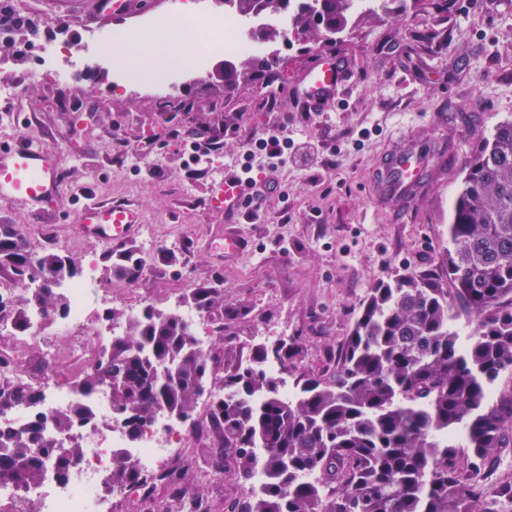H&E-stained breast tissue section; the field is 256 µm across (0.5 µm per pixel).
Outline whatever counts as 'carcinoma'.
<instances>
[{
	"instance_id": "carcinoma-1",
	"label": "carcinoma",
	"mask_w": 512,
	"mask_h": 512,
	"mask_svg": "<svg viewBox=\"0 0 512 512\" xmlns=\"http://www.w3.org/2000/svg\"><path fill=\"white\" fill-rule=\"evenodd\" d=\"M280 0H224L242 17L280 12ZM355 0H301L291 9L292 29L314 38L339 35L352 24ZM441 265L456 297L476 319L461 340L452 324L448 289L438 271L398 275L370 289L354 327L326 379L307 377L287 398L266 370L269 359L290 368L299 345H254L245 362L208 386L210 356L185 320L143 309L128 318L75 387V399L54 418L65 432L89 418L83 399L109 385L112 412L136 438L162 412L193 420L208 396L211 423L223 445L200 455L207 469L231 455L244 497L227 512H500L512 502V483L486 482L489 460L504 445L512 423V392L492 400L497 379L512 373V120L498 124L463 168ZM127 282L143 272L134 245L104 254ZM23 285L34 278L58 284L79 274L73 260L54 252L32 253L13 224H0V267ZM206 315L224 309L222 282L188 294ZM47 319L67 315L68 302L53 288H31L16 308L25 329L28 311ZM32 386L0 381V410L35 407ZM265 461L259 488L257 450ZM83 452L78 444L56 448L42 437V421L0 434V482L28 490L51 461L57 477L69 476ZM145 482L137 458L120 451L104 488Z\"/></svg>"
}]
</instances>
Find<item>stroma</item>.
<instances>
[{"mask_svg": "<svg viewBox=\"0 0 512 512\" xmlns=\"http://www.w3.org/2000/svg\"><path fill=\"white\" fill-rule=\"evenodd\" d=\"M135 3L132 17L99 10L97 0H35L28 18L56 25L74 43L90 31L116 43L133 33L157 35L174 0ZM425 30L434 40L421 41ZM266 48L277 65L259 71L251 55L237 57L244 77L228 95L205 68L178 75L170 94L103 73L34 80L39 56L0 47V62L23 85L9 119H0V147L23 137L57 152L63 163L62 181L44 210L0 201V224L15 225L32 252L54 251L81 266L95 262L107 293L91 315L98 327L107 311L130 312L133 297L163 310L191 288L222 280L224 313L203 326L216 384L246 360L261 330L271 340L300 343L289 383L330 376L369 288L437 266L466 159L500 122L512 120V0H448L444 9L436 0H419L375 17L354 16L339 43L292 33ZM326 54L345 62L347 89L313 112L295 88ZM281 129L292 154L308 158L281 167L274 185L255 186V208L233 222L247 247L225 255L219 247L224 213L207 205L208 186L238 176L250 145ZM218 132L223 146L207 169L189 164L186 137ZM401 134L444 143L437 181L403 216L372 192L376 163ZM83 186L101 201L131 205L139 224L156 225L159 235L180 234L177 263L155 262L131 284L115 276L103 260L106 244L76 226V191ZM47 329L63 352L52 371L73 384L101 345L90 335L75 352L55 324ZM168 467L181 471L182 488L206 498L210 512H224L225 502L242 494L232 460L222 474L205 477L179 458Z\"/></svg>", "mask_w": 512, "mask_h": 512, "instance_id": "obj_1", "label": "stroma"}]
</instances>
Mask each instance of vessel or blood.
Returning a JSON list of instances; mask_svg holds the SVG:
<instances>
[{
	"label": "vessel or blood",
	"instance_id": "vessel-or-blood-1",
	"mask_svg": "<svg viewBox=\"0 0 512 512\" xmlns=\"http://www.w3.org/2000/svg\"><path fill=\"white\" fill-rule=\"evenodd\" d=\"M346 71L334 56L322 57L304 78L302 98L320 106L328 98L340 96L345 88ZM439 174L436 155L420 137L398 136L381 159L377 171V200L396 212L406 211L435 182ZM61 162L55 152L25 142L0 149V201L24 199L39 204L57 189ZM253 199L248 187L233 179L212 185L209 203L225 211H238ZM82 233L104 242L119 244L132 237L137 218L124 206H109L84 198L76 212Z\"/></svg>",
	"mask_w": 512,
	"mask_h": 512
}]
</instances>
